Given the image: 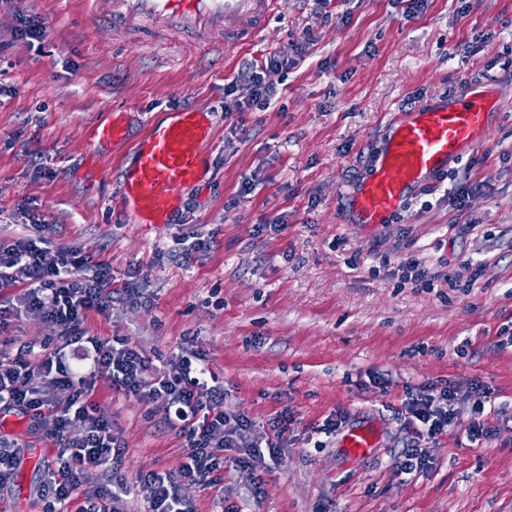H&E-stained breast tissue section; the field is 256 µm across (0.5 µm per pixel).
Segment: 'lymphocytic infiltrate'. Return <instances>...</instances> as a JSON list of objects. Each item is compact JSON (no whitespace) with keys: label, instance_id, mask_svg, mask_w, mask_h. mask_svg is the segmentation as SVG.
<instances>
[{"label":"lymphocytic infiltrate","instance_id":"f902f5d3","mask_svg":"<svg viewBox=\"0 0 512 512\" xmlns=\"http://www.w3.org/2000/svg\"><path fill=\"white\" fill-rule=\"evenodd\" d=\"M109 267L76 249L55 245L51 226L41 218L31 221L30 234L12 243L0 242V288L22 287L21 303L42 314L49 341L22 345L16 352L0 351V414L28 418L29 431L50 441L55 455L46 471L50 498L46 512H69L72 494L84 480L107 472L124 450L109 420L95 416L88 403L99 381L138 401L165 411V422L187 440L185 461L178 475L147 473L153 487L151 512H195L179 494L188 480L212 488L221 482L225 460L253 469L263 468L266 456L283 448L291 423L277 415L265 440L252 437V422L224 410V390L208 366L206 354L190 350L158 370L152 358L127 342L110 343L86 336L83 325L93 313L106 314L114 297L141 296L134 282L114 288ZM62 343L51 346L50 341ZM80 345L77 361H69L65 346ZM40 384H32V375ZM69 387L72 397L58 407L53 391ZM459 393L454 386H423L404 405L411 438L402 453L408 470L426 468L430 460L420 446L422 438L446 434L455 420ZM82 423L79 439H71L73 423Z\"/></svg>","mask_w":512,"mask_h":512}]
</instances>
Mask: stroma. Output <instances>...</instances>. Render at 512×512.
<instances>
[{
	"label": "stroma",
	"instance_id": "obj_1",
	"mask_svg": "<svg viewBox=\"0 0 512 512\" xmlns=\"http://www.w3.org/2000/svg\"><path fill=\"white\" fill-rule=\"evenodd\" d=\"M108 8L0 0L10 43L0 62V240L26 234L36 212L56 244L144 290L90 316L88 335L126 340L159 368L184 349L205 351L225 411L248 417L256 437L291 413L263 477L229 461L218 489L185 481L183 499L196 512H512V0H278L230 57L190 42L169 53L129 42ZM32 14L47 37H14ZM283 51L288 66L266 67ZM248 62L264 66L276 95L267 110L227 113L228 82L236 98L249 93ZM474 84L500 105L482 145L386 223H353L352 193L390 118L457 101ZM190 104L215 130L205 176L180 189L170 223H136L112 205L121 171L148 120ZM114 112L125 115V140L93 139ZM276 220L283 230H268ZM197 237L207 248L183 260ZM411 259L425 277L399 269ZM47 333L36 311L0 325V339L19 346ZM448 381L484 392L488 431L468 440L471 405L459 403L454 428L421 443L430 468L404 473L400 408L421 384ZM92 401L124 448L121 512H149L144 476L177 472L183 437L161 410L107 384ZM336 415L341 429L320 432ZM358 424L375 426L379 441L354 457L341 441ZM1 440L22 450L0 512H44L53 448L13 414L0 419Z\"/></svg>",
	"mask_w": 512,
	"mask_h": 512
}]
</instances>
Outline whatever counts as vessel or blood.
Listing matches in <instances>:
<instances>
[{"instance_id":"obj_1","label":"vessel or blood","mask_w":512,"mask_h":512,"mask_svg":"<svg viewBox=\"0 0 512 512\" xmlns=\"http://www.w3.org/2000/svg\"><path fill=\"white\" fill-rule=\"evenodd\" d=\"M278 0H110L109 17L119 33L144 40L159 51L176 48L188 35L207 51L237 53L274 12ZM496 100L483 88L453 105H425L394 116L375 152L369 175L360 184L352 209L362 224H382L404 206L411 193L447 172L451 163L476 150L483 140ZM102 141L126 136L122 114L99 123ZM209 112L196 107L165 111L150 122L131 163L122 171L114 205L135 213L139 223L166 224L179 208V191L197 183L211 141ZM367 426L352 428L343 444L355 455L377 445Z\"/></svg>"}]
</instances>
